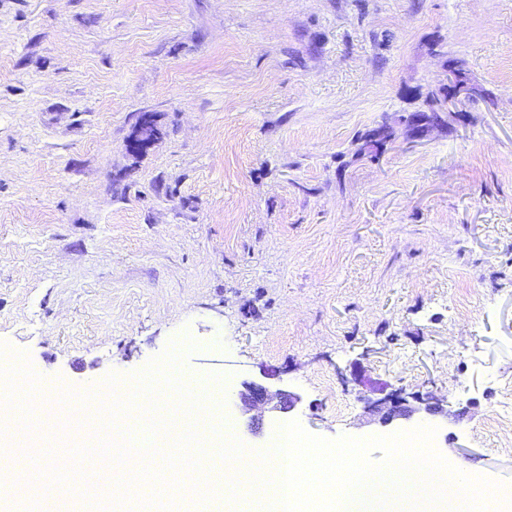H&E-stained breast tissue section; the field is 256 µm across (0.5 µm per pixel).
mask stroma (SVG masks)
<instances>
[{
	"label": "stroma",
	"mask_w": 512,
	"mask_h": 512,
	"mask_svg": "<svg viewBox=\"0 0 512 512\" xmlns=\"http://www.w3.org/2000/svg\"><path fill=\"white\" fill-rule=\"evenodd\" d=\"M452 59L491 100L410 139ZM184 337L249 450L256 380L329 440L436 427L512 491V0H0V342L48 394ZM375 385L443 411L381 426ZM238 395L242 404L249 410L257 407L265 409L277 400V404L271 408L276 413L274 418H278L281 413L289 412L300 401L299 396L290 391L277 389L273 392L269 386L256 381L242 382V390Z\"/></svg>",
	"instance_id": "obj_1"
}]
</instances>
